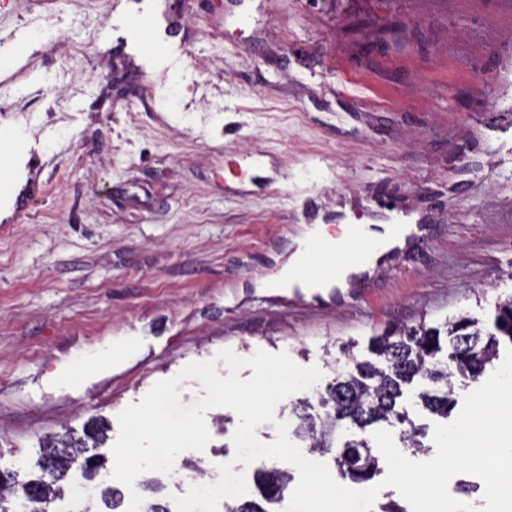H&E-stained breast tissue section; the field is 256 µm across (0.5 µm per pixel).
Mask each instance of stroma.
Returning a JSON list of instances; mask_svg holds the SVG:
<instances>
[{
  "label": "stroma",
  "mask_w": 512,
  "mask_h": 512,
  "mask_svg": "<svg viewBox=\"0 0 512 512\" xmlns=\"http://www.w3.org/2000/svg\"><path fill=\"white\" fill-rule=\"evenodd\" d=\"M149 18L163 45L134 47ZM40 196L0 217V446L118 414L229 349L342 343L512 296V0H0V127ZM430 224L347 293L259 291L307 224ZM135 352H126L127 342ZM208 475L239 423L205 414Z\"/></svg>",
  "instance_id": "stroma-1"
}]
</instances>
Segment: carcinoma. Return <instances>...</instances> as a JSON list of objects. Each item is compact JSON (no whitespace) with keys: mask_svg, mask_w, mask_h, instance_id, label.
<instances>
[{"mask_svg":"<svg viewBox=\"0 0 512 512\" xmlns=\"http://www.w3.org/2000/svg\"><path fill=\"white\" fill-rule=\"evenodd\" d=\"M504 343L512 346V297L496 304L488 328L468 312L438 325H428L424 319L413 325L397 323L370 338L371 360L358 359L352 344L342 345L345 364L337 366L336 377L318 393L323 412L311 414L307 401L285 405L281 412L288 413L292 435L310 452L333 455L341 478L369 485L383 468L367 431L398 428L405 446L422 451L419 437L425 427L410 418L403 398L411 394L418 410L450 419L458 405L454 380L478 382L487 369L496 367ZM105 439L99 426L81 436H45L36 476L20 484L18 471L0 469V512H42L43 505L64 499L62 482L76 466L87 480H95L103 461L94 449ZM292 480L286 467L258 468L254 472L258 497L240 501L228 512H279ZM144 486L153 495L147 512H172L163 503L161 481L150 479ZM97 487V496L77 512H124V492L119 487L103 480Z\"/></svg>","mask_w":512,"mask_h":512,"instance_id":"cac0c4a2","label":"carcinoma"}]
</instances>
